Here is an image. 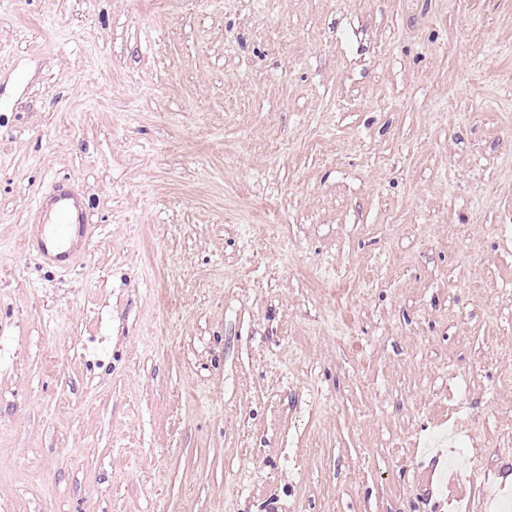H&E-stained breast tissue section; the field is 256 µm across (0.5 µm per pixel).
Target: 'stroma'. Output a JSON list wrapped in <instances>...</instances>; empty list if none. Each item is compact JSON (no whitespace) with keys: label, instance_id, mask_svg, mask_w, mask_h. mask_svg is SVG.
Returning a JSON list of instances; mask_svg holds the SVG:
<instances>
[{"label":"stroma","instance_id":"1","mask_svg":"<svg viewBox=\"0 0 512 512\" xmlns=\"http://www.w3.org/2000/svg\"><path fill=\"white\" fill-rule=\"evenodd\" d=\"M500 493L512 0H0V512ZM77 196L69 190L59 187L57 193L49 199L40 198L37 201V207L42 210H49L55 206L58 207L56 213L69 218L68 207L73 206L77 211V218L75 225H78L77 232L84 238L88 236L89 226L82 212H80V204L77 201ZM49 200V203L46 202Z\"/></svg>","mask_w":512,"mask_h":512}]
</instances>
